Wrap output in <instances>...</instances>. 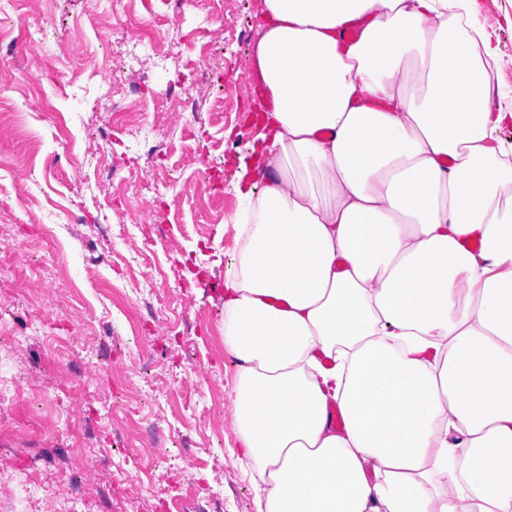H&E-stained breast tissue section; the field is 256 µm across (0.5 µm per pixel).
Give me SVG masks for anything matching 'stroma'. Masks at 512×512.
I'll return each mask as SVG.
<instances>
[{"instance_id":"obj_1","label":"stroma","mask_w":512,"mask_h":512,"mask_svg":"<svg viewBox=\"0 0 512 512\" xmlns=\"http://www.w3.org/2000/svg\"><path fill=\"white\" fill-rule=\"evenodd\" d=\"M260 7V0H233L222 31L212 34L199 31L201 18L192 7H184L173 17L183 30L182 50L193 67L204 73L216 65L223 67L225 78L233 81L228 89L214 77L203 84L208 109L202 114V128L181 125L166 111L164 92L177 76L156 65L151 46L143 47L140 93L155 105L146 119L148 124L168 127L163 174L176 181L177 187L169 195H147L132 205L120 206L115 214L128 225L151 218L157 210L167 215L150 262L135 257V239H119L113 266L94 273L87 272L84 257L96 239L90 226L74 224L72 217L83 214L93 218L101 212L104 198L96 182L97 157L86 158L87 180L78 182L63 155L57 120L69 119L77 143L112 122L106 84L89 80L79 68L87 59H105L106 47L114 40L113 30L132 26L153 37L165 34V27L156 25L154 17L166 13L167 8L161 0H133L129 16L116 18L111 14L112 0H16L11 13L16 32L13 38L0 40V63L13 68L11 78L0 82V111L24 115L23 127L0 124V221L46 224L57 230L56 239L40 237L21 249L0 242V291L9 297L0 305V322L12 326L24 339L16 352L0 355V378L20 386L32 380L44 385L71 381L74 409L80 412L96 407L100 420L108 421L122 392L113 388L100 370L99 349L88 351L77 365H66L48 337V326L33 310L31 292L24 284L29 281L42 286L53 277L66 275L89 301L94 314H109L114 334L107 344L119 349L127 345L126 311L120 304H109L103 293L131 277L152 275L158 300L171 305L167 312L171 322L179 320L181 308L174 303L179 295L200 311L201 319L200 330L190 341L161 330L146 340L161 378L154 383L143 381L147 393L139 403L141 414L158 422L164 432L196 428L208 438L209 453L199 454L187 469L201 485L220 490L224 512H255L254 490L228 450L235 440L231 407L223 405L212 420H204L200 407L209 400L207 388H198L193 405H185L172 376L197 367L224 388H231L233 382L235 367L224 352L219 330L217 290L225 269L207 266L205 256L196 255L195 229L205 227L214 250L232 245L233 235L225 231L220 219L233 207L229 188L245 145L258 132L256 126L245 122L244 115L253 103L245 75L250 69ZM479 24L492 35L494 83L512 97V0H495L482 12ZM31 29L41 31L52 42L64 43L66 54L56 70H44L33 60L27 35ZM192 254L197 257L193 266L187 263ZM141 445L140 439L132 437L91 446L92 454L112 456L111 466L98 469L94 480L128 479L142 489L141 512H158L163 494L158 479L124 461L128 449Z\"/></svg>"}]
</instances>
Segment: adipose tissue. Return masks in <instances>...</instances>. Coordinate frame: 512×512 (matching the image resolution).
Returning a JSON list of instances; mask_svg holds the SVG:
<instances>
[{
	"mask_svg": "<svg viewBox=\"0 0 512 512\" xmlns=\"http://www.w3.org/2000/svg\"><path fill=\"white\" fill-rule=\"evenodd\" d=\"M481 9L262 0L220 321L257 512H512V110Z\"/></svg>",
	"mask_w": 512,
	"mask_h": 512,
	"instance_id": "obj_1",
	"label": "adipose tissue"
}]
</instances>
